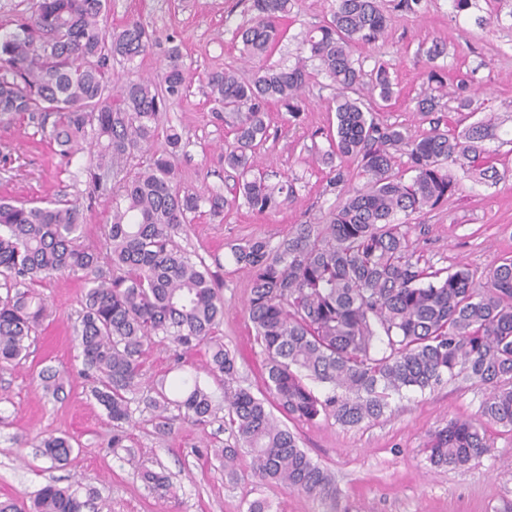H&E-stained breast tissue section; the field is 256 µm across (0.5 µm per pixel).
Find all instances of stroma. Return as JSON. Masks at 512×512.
<instances>
[{"mask_svg":"<svg viewBox=\"0 0 512 512\" xmlns=\"http://www.w3.org/2000/svg\"><path fill=\"white\" fill-rule=\"evenodd\" d=\"M326 11L325 0H301L297 13L284 22L286 32L272 63L293 64L306 32ZM132 17L156 30L160 43L135 63L113 61V71L132 66L143 75L156 74L169 45H180L192 81L183 98L167 103L162 117L163 125L175 126L182 135L178 180L191 190L228 194L235 174L224 166V145L232 135L212 110L205 76L227 65L250 75L252 66L241 61L233 39L234 27L245 22V15L236 0H109L110 26ZM440 39L448 50L435 65L445 84L466 77L479 117L493 115L512 127V12L501 9L497 22L482 25L476 13L454 15L450 0H428L426 11L414 17L393 16L382 41L357 44L356 55L365 69L378 60L390 65L399 96L383 110V119L416 134L429 130L431 119L416 112L415 101L428 90L422 79L425 51ZM332 95L327 84L307 86L305 106L293 122L281 106L268 109L270 139L259 151L261 167L270 180L294 181L292 202L266 215L236 203L225 216L196 218L180 240L191 255L221 257L220 267L213 270L224 297L218 339L236 356L237 385L257 396L264 392L263 356L245 311L250 281L229 258L227 245L257 236L279 243L292 226L322 221L336 207L338 193L327 187L330 167L320 159L328 147L326 135L336 124L334 113L326 109ZM486 147L497 159L498 182L463 180L447 202L417 215L411 224V241L434 266L468 264L486 271L512 256V146L494 140ZM0 196L78 201L86 217V238L94 244L101 242L111 210L110 197L92 191L77 164L55 155L26 115L0 122ZM82 288L78 273L36 284L53 316L25 362L0 367V500L27 499L48 482L64 486L78 479L99 490L100 512H246L248 501L255 498L266 499L271 512H512L511 433L490 427L493 452L462 469L435 468L426 459L431 433L450 419L478 417L485 389L471 380L403 393L382 417L356 427L323 417L292 423L302 448L334 477L338 495L332 505L259 482L251 474L247 454L240 460L243 480L228 483L214 451L234 444L235 438L225 430L220 413L204 424L175 420L170 435L162 437L151 413L133 405L126 447L105 453L112 424L89 395L74 335ZM207 358V349H200L183 369H176L171 345L156 337L144 374L153 383L179 374L198 377L220 409L224 383L203 371ZM47 366L63 377L60 397L40 384L38 374ZM50 434L71 436L79 450L64 463L50 464L37 446ZM130 453L150 467H162L174 484L175 497L151 494L126 463Z\"/></svg>","mask_w":512,"mask_h":512,"instance_id":"stroma-1","label":"stroma"}]
</instances>
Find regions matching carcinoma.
<instances>
[{
  "instance_id": "carcinoma-1",
  "label": "carcinoma",
  "mask_w": 512,
  "mask_h": 512,
  "mask_svg": "<svg viewBox=\"0 0 512 512\" xmlns=\"http://www.w3.org/2000/svg\"><path fill=\"white\" fill-rule=\"evenodd\" d=\"M240 3L248 19L235 28L234 40L244 59L260 65L248 80L231 67L206 75L213 110L227 114L233 132L224 148V164L237 173L231 200L181 187L183 144L174 127L165 129V147L154 149L167 102L186 89L179 46L169 47L157 78L118 76L113 59L143 58L159 36L139 18L109 28L107 0H37L11 27L0 24V120L39 116L43 137L69 162L80 143L91 141L96 151L80 170L93 191L107 192L110 179L122 184L100 247L84 242L86 217L70 200H0V365L25 360L33 336L52 315L31 285L81 271L75 334L83 372L93 380L91 396L112 421L108 448L124 447L132 395L164 435L171 432L173 410L195 423L211 417L212 397L195 378L142 388L155 336L168 340L179 360L208 347L207 372L227 383L237 373L234 355L216 339L224 321L221 290L205 260H193L177 238L205 207L219 217L241 199L263 215L295 196L292 182L269 183L256 154L269 139L268 106L298 117L303 89L322 75L335 88L329 110L336 128L325 156L339 164L329 187L348 190L325 223L296 224L275 246L262 237L227 244L237 269L250 278L246 312L264 355L269 397L242 387L224 393V426L236 439L215 452L224 476L241 479L238 460L245 448L259 480L334 501L331 475L300 448L297 434L271 407L290 422L331 417L358 426L383 416L395 395L462 375L486 389L481 417L512 432V258L484 274L465 264L437 268L409 236L413 216L459 189L458 173L499 180L485 142L500 139L501 124L479 120L450 133L435 122L414 135L379 118L395 94L388 67L379 62L365 71L354 47L385 37L388 16L380 0H327L329 18L303 41L308 56L288 67L266 60L298 0ZM426 5L392 0V11L415 15ZM310 61L318 65L310 68ZM426 76L433 88L417 99L418 111L439 112L446 97L456 111L476 112L467 80L449 89L435 70ZM357 179L362 186L351 185ZM39 378L46 390L62 391L53 368L42 369ZM39 447L53 463L73 452L62 436L46 437ZM493 447L482 427L457 418L431 434L426 452L436 468H462ZM127 463L152 493L172 494L166 475L132 453ZM98 497L79 482L49 483L31 506L0 500V512H98Z\"/></svg>"
}]
</instances>
